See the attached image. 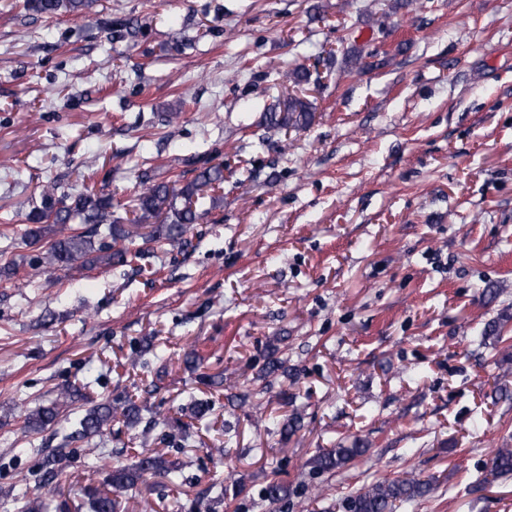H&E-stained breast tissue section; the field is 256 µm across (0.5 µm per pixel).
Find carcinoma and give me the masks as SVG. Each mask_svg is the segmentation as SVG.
<instances>
[{"instance_id":"cac0c4a2","label":"carcinoma","mask_w":512,"mask_h":512,"mask_svg":"<svg viewBox=\"0 0 512 512\" xmlns=\"http://www.w3.org/2000/svg\"><path fill=\"white\" fill-rule=\"evenodd\" d=\"M91 5L92 0H24L25 10L44 18L62 15L87 18ZM313 119L309 103L297 97L283 100L265 114L268 128L278 131L307 126ZM190 173L192 177L185 182L175 179L144 184L134 216L125 224L113 218L112 194L87 190L64 198L57 196L56 183H46L40 192V205L28 214L24 244L32 249V254L25 258L27 265L36 274L46 269H60L74 279L98 266L128 267L136 273L145 271L147 254L135 247L138 239L163 240L176 253L186 252L190 245L187 233L200 218V207L208 201L210 208L215 209L222 201L215 191L224 185V164L206 163ZM75 221L80 227H73ZM77 403L87 406L78 419V428L65 436L58 447L44 454L38 492L22 493L21 512H48L53 502L56 512H70L68 500L56 501L61 496L63 482L59 464L69 454L68 446L103 435L118 417L130 426L140 419V408L130 399L94 403L81 388L67 385L54 399L25 413L22 429L26 433H40ZM367 451L359 441L329 448L313 458V468L337 469ZM173 471L172 464L160 450H149L135 463L110 471L105 489H85L82 505L90 512H118L120 502L112 497V490L133 487L146 475L166 476ZM508 474H512V448H500L492 460L489 475L496 479ZM429 492V483L413 477L382 480L348 496L342 508L345 512H395L397 504Z\"/></svg>"}]
</instances>
